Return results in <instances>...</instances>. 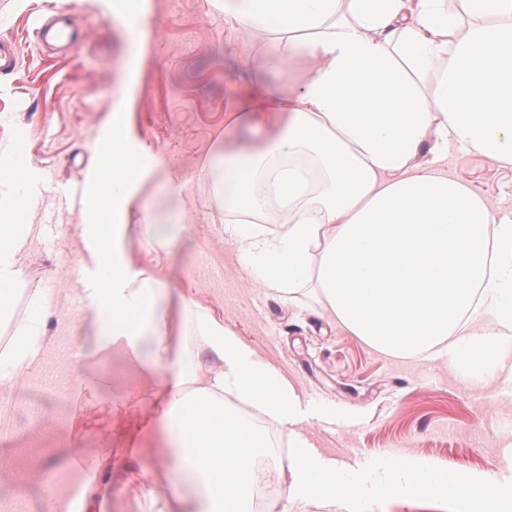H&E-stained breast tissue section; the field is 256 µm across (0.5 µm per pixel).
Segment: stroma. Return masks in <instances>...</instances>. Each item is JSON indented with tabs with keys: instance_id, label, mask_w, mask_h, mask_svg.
I'll return each instance as SVG.
<instances>
[{
	"instance_id": "obj_1",
	"label": "stroma",
	"mask_w": 512,
	"mask_h": 512,
	"mask_svg": "<svg viewBox=\"0 0 512 512\" xmlns=\"http://www.w3.org/2000/svg\"><path fill=\"white\" fill-rule=\"evenodd\" d=\"M46 4L0 0V38L18 40L21 49L18 69L0 74V145L15 147L37 169L29 223L56 227L53 237L34 238L22 257L29 287H48L63 275L76 281L86 264L81 206L66 190L98 176L96 145L125 85L136 79L130 112L136 140L187 181L177 200L162 182L147 186L127 222L143 223L149 214L180 216L188 243L159 263L162 273L296 387L301 427L316 448L347 464L353 478L375 468L393 448L401 456L427 457L441 468L476 471L511 486L512 468L502 458L512 447V403L502 397L512 385L488 378L478 385L465 382L446 355L431 360L379 354L345 333L313 294L288 301L249 286L224 236V215L199 172L224 140L237 86L254 79L239 61L241 47L270 49L269 35L229 30L223 12L209 8L207 0H153L150 58L136 75L130 34L120 19L133 0H67L76 22L94 25L95 32L64 59L43 57L33 40ZM439 167L512 218V165L452 146ZM57 304L66 316L48 320L50 361L22 376L13 402L0 406V512H42L44 490L36 472L50 436L81 449L78 466L111 462L106 512H154L145 491L164 495L159 474L149 468L127 481L121 464L129 451L109 440L111 433L137 425L142 414L133 406L114 422L85 406L95 376L76 382L70 371L78 363L73 338L94 334L91 306H73L67 292L58 294ZM33 407L51 424V435L29 420ZM19 478L32 487L24 500L12 493Z\"/></svg>"
}]
</instances>
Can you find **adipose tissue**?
<instances>
[{"mask_svg": "<svg viewBox=\"0 0 512 512\" xmlns=\"http://www.w3.org/2000/svg\"><path fill=\"white\" fill-rule=\"evenodd\" d=\"M224 23L270 31L273 47L243 55L257 71L311 63L290 96L252 87L224 131V161L204 170L224 213V234L262 290L290 298L314 286L349 335L393 358H431L453 345L468 379L512 351V219L438 167L449 146L512 165V0H222ZM127 85L99 147L98 183L81 229L92 267L79 273L91 298L103 357L121 355L144 389L142 421L120 436L127 464L162 470L157 512H252L256 459L268 444L225 400L277 424L288 441L278 504L294 512L316 500L340 512H374L395 501L454 502L456 512H512V488L428 459H386L369 480L351 481L296 433L299 397L274 367L181 290L129 253L131 238L171 254L177 221L130 228L143 189L164 178L131 137ZM268 117L266 141L244 146L235 130ZM30 162L0 149V404L44 362L52 339L48 289L28 288L20 263L34 232L26 192ZM28 309L16 315L20 293ZM491 330L477 339L470 321ZM212 362L198 363L197 353ZM47 496L46 512H103L112 467L72 478Z\"/></svg>", "mask_w": 512, "mask_h": 512, "instance_id": "1", "label": "adipose tissue"}]
</instances>
